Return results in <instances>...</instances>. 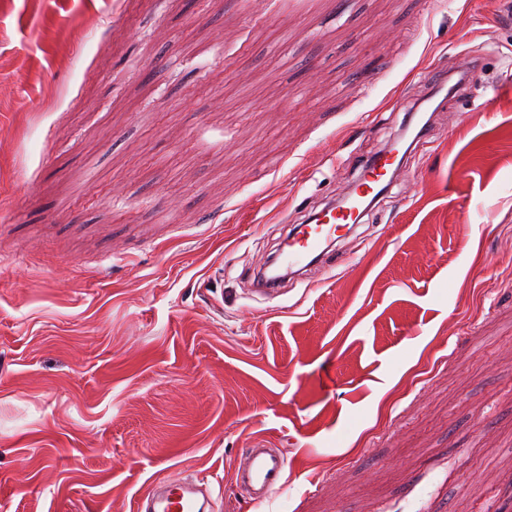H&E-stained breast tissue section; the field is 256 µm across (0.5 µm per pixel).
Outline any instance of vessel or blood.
<instances>
[{"label": "vessel or blood", "instance_id": "1", "mask_svg": "<svg viewBox=\"0 0 512 512\" xmlns=\"http://www.w3.org/2000/svg\"><path fill=\"white\" fill-rule=\"evenodd\" d=\"M406 148L405 140L398 138L372 156L360 176L348 184L339 202L315 213L310 222L289 237L286 250L279 254L280 268L287 272L303 268L308 259L324 254L338 230L358 223L395 178L398 156ZM286 466L287 455L283 449L250 448L235 470V482L251 501L259 504L283 488ZM211 509L206 482L193 478L159 479L139 497L137 504V512H211Z\"/></svg>", "mask_w": 512, "mask_h": 512}]
</instances>
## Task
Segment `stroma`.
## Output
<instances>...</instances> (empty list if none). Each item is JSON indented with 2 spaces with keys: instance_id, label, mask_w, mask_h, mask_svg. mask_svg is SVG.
I'll return each mask as SVG.
<instances>
[{
  "instance_id": "1",
  "label": "stroma",
  "mask_w": 512,
  "mask_h": 512,
  "mask_svg": "<svg viewBox=\"0 0 512 512\" xmlns=\"http://www.w3.org/2000/svg\"><path fill=\"white\" fill-rule=\"evenodd\" d=\"M471 62L352 236L251 294ZM509 81L512 0H0V512L186 476L215 512H512ZM286 466L287 455L281 448H248L235 470V482L251 501L260 504L284 487Z\"/></svg>"
}]
</instances>
